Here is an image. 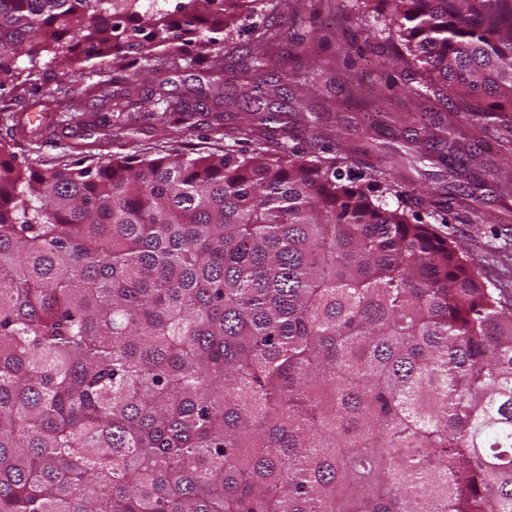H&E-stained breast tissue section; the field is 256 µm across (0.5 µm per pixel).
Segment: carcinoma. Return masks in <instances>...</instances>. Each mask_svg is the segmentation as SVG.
Returning a JSON list of instances; mask_svg holds the SVG:
<instances>
[{
	"label": "carcinoma",
	"mask_w": 512,
	"mask_h": 512,
	"mask_svg": "<svg viewBox=\"0 0 512 512\" xmlns=\"http://www.w3.org/2000/svg\"><path fill=\"white\" fill-rule=\"evenodd\" d=\"M169 2L0 0V89L110 57L120 111L181 60L224 74L218 34L263 6ZM351 9L423 95L512 112V0ZM283 39L257 32L250 89ZM217 118L193 155L0 143V512H512V300L410 221L393 167L359 184L341 149Z\"/></svg>",
	"instance_id": "cac0c4a2"
}]
</instances>
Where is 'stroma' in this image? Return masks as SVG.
<instances>
[{"instance_id":"obj_1","label":"stroma","mask_w":512,"mask_h":512,"mask_svg":"<svg viewBox=\"0 0 512 512\" xmlns=\"http://www.w3.org/2000/svg\"><path fill=\"white\" fill-rule=\"evenodd\" d=\"M253 25L286 31L276 47L280 64L295 78L271 93L245 91L241 81L225 77L223 96L232 116L261 126L269 139L288 131L315 150L336 143L362 153L364 161L394 166L409 185L405 205L410 217L434 222L441 236L462 244L479 260L489 288L512 297V164L510 112H464L457 100L440 104L418 96L419 77L402 66L380 63L381 48L352 24L350 0H266ZM113 63L103 58L75 63L61 72L43 57L33 85L0 91V143L13 145L29 164L80 162L94 165L112 154H134L165 147L188 152L223 147L212 125L213 100L194 113L179 132H171L157 114L140 109L143 100L182 97L210 89L209 71L179 62L167 73L142 82L127 112L112 109ZM381 94L386 115L375 110ZM53 118L43 126L40 115ZM459 127L457 160L476 150L468 170L470 195L456 200V181L448 175L447 125ZM434 192V203L421 199Z\"/></svg>"}]
</instances>
